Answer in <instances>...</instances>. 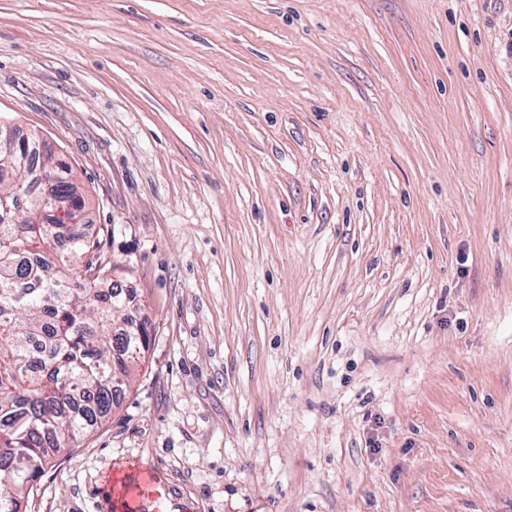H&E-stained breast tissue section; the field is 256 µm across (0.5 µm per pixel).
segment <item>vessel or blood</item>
<instances>
[{
    "label": "vessel or blood",
    "mask_w": 512,
    "mask_h": 512,
    "mask_svg": "<svg viewBox=\"0 0 512 512\" xmlns=\"http://www.w3.org/2000/svg\"><path fill=\"white\" fill-rule=\"evenodd\" d=\"M102 512H194L173 495L166 478L149 467L114 473L99 492Z\"/></svg>",
    "instance_id": "vessel-or-blood-1"
}]
</instances>
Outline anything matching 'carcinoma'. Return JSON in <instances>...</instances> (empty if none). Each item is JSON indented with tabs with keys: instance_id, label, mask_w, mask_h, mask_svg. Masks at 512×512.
I'll return each instance as SVG.
<instances>
[{
	"instance_id": "cac0c4a2",
	"label": "carcinoma",
	"mask_w": 512,
	"mask_h": 512,
	"mask_svg": "<svg viewBox=\"0 0 512 512\" xmlns=\"http://www.w3.org/2000/svg\"><path fill=\"white\" fill-rule=\"evenodd\" d=\"M36 141L0 168V194L20 187L27 198L0 221V512H28L54 456L103 423L150 345L124 326L129 301L102 241L47 214L38 176L58 198L79 187L52 159L35 165Z\"/></svg>"
}]
</instances>
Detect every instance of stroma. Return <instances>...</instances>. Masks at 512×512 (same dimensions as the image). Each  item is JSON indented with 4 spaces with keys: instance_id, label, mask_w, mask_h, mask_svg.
I'll use <instances>...</instances> for the list:
<instances>
[{
    "instance_id": "obj_1",
    "label": "stroma",
    "mask_w": 512,
    "mask_h": 512,
    "mask_svg": "<svg viewBox=\"0 0 512 512\" xmlns=\"http://www.w3.org/2000/svg\"><path fill=\"white\" fill-rule=\"evenodd\" d=\"M148 323L30 512H512V0H0V120ZM104 512H193L195 507L172 494L166 478L149 467L112 474L100 489Z\"/></svg>"
}]
</instances>
